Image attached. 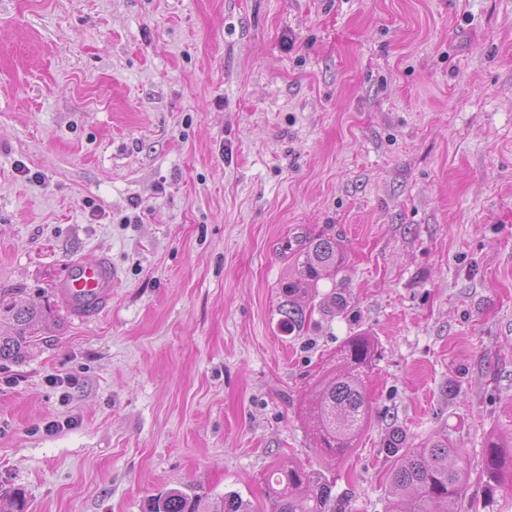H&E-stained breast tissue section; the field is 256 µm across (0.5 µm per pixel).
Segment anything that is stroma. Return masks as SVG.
<instances>
[{
    "label": "stroma",
    "mask_w": 512,
    "mask_h": 512,
    "mask_svg": "<svg viewBox=\"0 0 512 512\" xmlns=\"http://www.w3.org/2000/svg\"><path fill=\"white\" fill-rule=\"evenodd\" d=\"M345 310L278 329L298 241ZM108 254L111 307L58 304ZM46 312L0 361V492L143 512L177 488L271 512L274 462L386 512L384 440L449 434L469 494L512 443V0H0V293ZM378 348L371 419L324 458L302 414L343 341ZM512 446L505 447L497 440L490 441L488 445V452L485 458L484 474L488 482H500L504 467L505 456L502 448H511Z\"/></svg>",
    "instance_id": "obj_1"
}]
</instances>
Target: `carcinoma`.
I'll return each instance as SVG.
<instances>
[{
  "instance_id": "cac0c4a2",
  "label": "carcinoma",
  "mask_w": 512,
  "mask_h": 512,
  "mask_svg": "<svg viewBox=\"0 0 512 512\" xmlns=\"http://www.w3.org/2000/svg\"><path fill=\"white\" fill-rule=\"evenodd\" d=\"M345 262L336 236L322 234L302 244L294 258V269L282 283L278 327L285 335H300L314 308L306 301L322 279L333 278ZM43 310L22 300L0 297V319L13 325V334L0 336V360L20 361L38 341L34 322ZM376 350L372 340L351 336L336 355V364L317 382L314 400L305 406L304 418L316 447L330 457L346 454L371 417L366 379ZM405 436L395 430L387 448L394 456L390 472L391 499L388 512H461L466 501L468 477L458 465L463 450L447 434L428 439L413 448L404 447ZM504 445L490 441L484 474L489 482L501 481ZM272 512H345L332 495V487L321 475L303 466H281L266 479ZM147 512H252L250 504L229 492L214 496L170 489L151 498Z\"/></svg>"
}]
</instances>
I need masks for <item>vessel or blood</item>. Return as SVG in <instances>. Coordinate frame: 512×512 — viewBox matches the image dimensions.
I'll use <instances>...</instances> for the list:
<instances>
[{"label":"vessel or blood","mask_w":512,"mask_h":512,"mask_svg":"<svg viewBox=\"0 0 512 512\" xmlns=\"http://www.w3.org/2000/svg\"><path fill=\"white\" fill-rule=\"evenodd\" d=\"M117 278L108 254L92 261L69 262L55 286L58 302L70 316L79 319L96 316L109 309L112 285Z\"/></svg>","instance_id":"1"}]
</instances>
